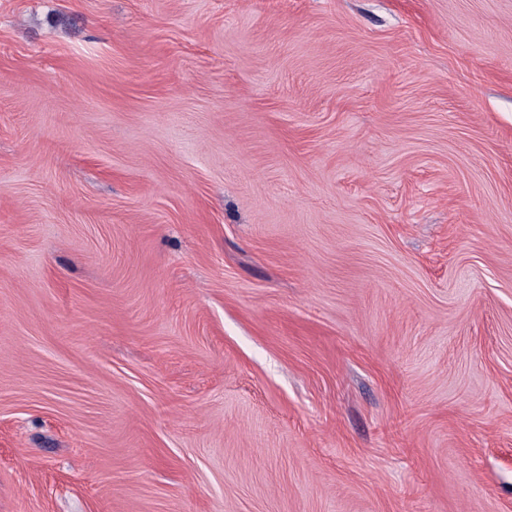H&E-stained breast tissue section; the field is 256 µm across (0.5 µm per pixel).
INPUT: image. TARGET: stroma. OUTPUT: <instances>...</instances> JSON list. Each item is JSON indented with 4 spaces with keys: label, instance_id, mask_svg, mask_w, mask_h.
Here are the masks:
<instances>
[{
    "label": "stroma",
    "instance_id": "stroma-1",
    "mask_svg": "<svg viewBox=\"0 0 512 512\" xmlns=\"http://www.w3.org/2000/svg\"><path fill=\"white\" fill-rule=\"evenodd\" d=\"M0 512H512V0H0Z\"/></svg>",
    "mask_w": 512,
    "mask_h": 512
}]
</instances>
